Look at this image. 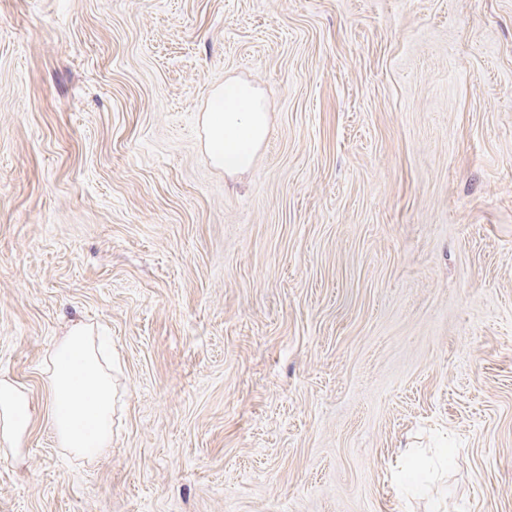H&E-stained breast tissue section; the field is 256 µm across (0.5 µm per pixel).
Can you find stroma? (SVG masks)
<instances>
[{"label":"stroma","mask_w":512,"mask_h":512,"mask_svg":"<svg viewBox=\"0 0 512 512\" xmlns=\"http://www.w3.org/2000/svg\"><path fill=\"white\" fill-rule=\"evenodd\" d=\"M77 322L94 459L46 419ZM1 379L0 512H512V0H0ZM204 125L212 161L228 174H244L267 135L268 113L253 87L225 83L213 92ZM53 401L48 420L60 445L98 458L112 445V364L90 327L74 323L50 356ZM0 437L17 447L22 442L30 418V406L24 389L11 381L0 380Z\"/></svg>","instance_id":"35a3bbf8"}]
</instances>
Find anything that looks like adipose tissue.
<instances>
[{
    "label": "adipose tissue",
    "instance_id": "obj_1",
    "mask_svg": "<svg viewBox=\"0 0 512 512\" xmlns=\"http://www.w3.org/2000/svg\"><path fill=\"white\" fill-rule=\"evenodd\" d=\"M206 150L226 173L251 170L268 131V114L255 89L227 83L216 89L204 115ZM53 401L48 420L62 447L97 458L112 445V364L99 353L90 327L73 324L50 357ZM30 418L24 389L0 380V439L21 443Z\"/></svg>",
    "mask_w": 512,
    "mask_h": 512
}]
</instances>
